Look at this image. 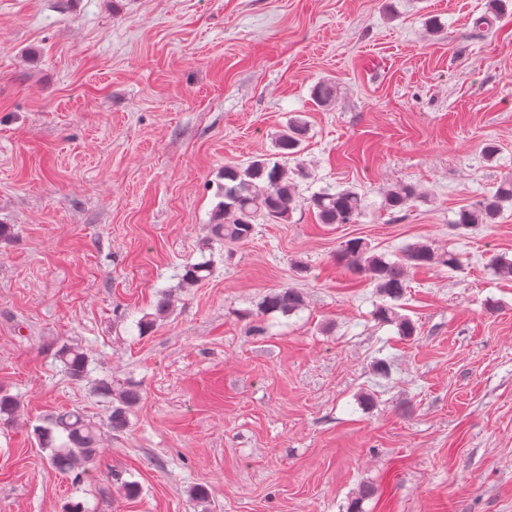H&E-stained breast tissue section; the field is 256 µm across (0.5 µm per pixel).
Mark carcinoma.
<instances>
[{"label": "carcinoma", "instance_id": "1", "mask_svg": "<svg viewBox=\"0 0 512 512\" xmlns=\"http://www.w3.org/2000/svg\"><path fill=\"white\" fill-rule=\"evenodd\" d=\"M307 134V123L294 118L279 137V152L249 161L241 166L224 168V184L219 186L222 201L213 215V235L224 244L244 243L254 234L255 224H285L300 204L298 179L304 177L300 168H288V159L298 153ZM417 198V189L401 184L385 197L388 211H401ZM512 204V179L501 180L495 190L478 198L455 213L452 223L463 229H477L494 224L504 204ZM309 204L316 209L323 224H355L367 208L365 198L352 190H338L326 186L314 193ZM341 259L354 272L369 278L375 294L381 300L375 317L382 323L397 327L400 334L414 333L413 324L397 311L396 302L402 300L408 272L423 267L448 268L461 266L458 254L438 252L431 245L418 242L408 247L395 261L375 253L359 238L350 239L341 250ZM211 274L209 262H187L181 266L179 281L183 286L197 284ZM304 305L302 293L291 287L272 290L262 302L265 314L278 312L290 316ZM154 313L136 323L140 334H145L170 313L171 301L167 294L158 295ZM62 371L72 381L81 382L89 375V361L78 347L65 345L57 352ZM94 390L112 402L108 427L120 431L128 425V414L141 400L139 386L130 382H114L108 378L95 381ZM19 402L9 394H0V423L10 422L18 412ZM41 447L50 450L49 461L61 473L74 475L80 481L84 465L91 462L100 448L103 428L85 418L77 410L60 412L48 419L45 426L35 428Z\"/></svg>", "mask_w": 512, "mask_h": 512}]
</instances>
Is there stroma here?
<instances>
[{"mask_svg":"<svg viewBox=\"0 0 512 512\" xmlns=\"http://www.w3.org/2000/svg\"><path fill=\"white\" fill-rule=\"evenodd\" d=\"M294 117L303 205L218 246L225 167L273 153ZM508 177L512 0H0V393L20 403L0 512H512V278L491 268L512 260V208L453 224ZM402 183L422 197L395 215ZM328 185L366 197L359 223L318 222L306 200ZM354 237L460 256L410 270L415 335L374 318L339 258ZM205 257L211 276L180 287ZM288 286L304 308L250 335ZM162 291L169 316L139 335ZM65 345L89 379L62 372ZM103 377L142 398L75 484L34 428L63 409L107 422ZM417 189L412 184H401L391 190L385 197L384 207L387 211H402L417 198ZM62 371L72 381H84L89 375V361L85 353L71 345L62 346L57 352Z\"/></svg>","mask_w":512,"mask_h":512,"instance_id":"35a3bbf8","label":"stroma"}]
</instances>
